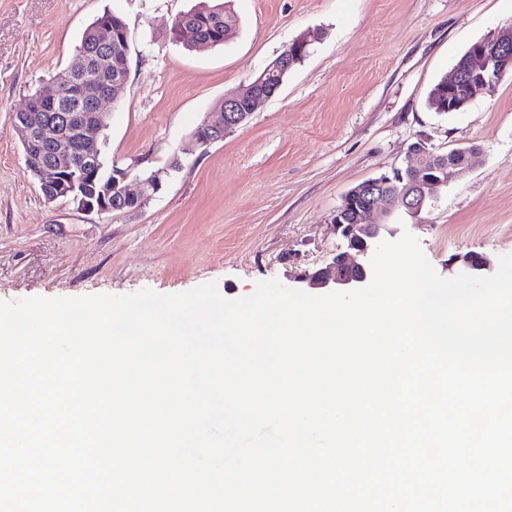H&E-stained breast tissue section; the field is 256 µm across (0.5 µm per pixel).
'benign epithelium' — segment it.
<instances>
[{"instance_id":"7a95c632","label":"benign epithelium","mask_w":512,"mask_h":512,"mask_svg":"<svg viewBox=\"0 0 512 512\" xmlns=\"http://www.w3.org/2000/svg\"><path fill=\"white\" fill-rule=\"evenodd\" d=\"M112 42V31L106 26L97 30L98 50L91 53L77 49L80 65L72 70L74 78L69 96L76 104L70 112L61 111L57 87L38 92L32 98V112L12 114V127L22 137L26 164L35 167L46 198H70L87 213L104 214L115 209L117 199L135 205L145 203L162 187V181H140L133 192L125 184L127 174L110 169L103 151L97 149L93 135L107 127L108 113L103 104L127 80L125 56L106 51ZM311 35L293 40L251 83L230 94L220 103L222 112H210L192 133L193 144L205 148L245 124L258 103L268 100L282 83L280 80L305 54ZM466 72L453 71L448 77V111L458 112L477 97L491 93L508 74L512 75V24L499 28L483 41L473 43L466 52ZM98 73L103 82L92 89L84 79L86 72ZM409 155L417 163L396 168L390 174L370 179L350 189L334 211L330 229L345 242V250L336 253L325 266L304 272L298 282L309 288H337L352 291L364 287L373 277L372 266L357 257H367L394 235L386 224L372 220L379 205L387 211L403 209L417 214L431 205L438 188L462 177L469 169L473 148H456L440 154L424 140L412 143ZM100 184L101 190L91 194L86 188ZM463 267L477 276L490 268V260L482 254L459 257Z\"/></svg>"}]
</instances>
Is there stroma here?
<instances>
[{
    "label": "stroma",
    "instance_id": "stroma-1",
    "mask_svg": "<svg viewBox=\"0 0 512 512\" xmlns=\"http://www.w3.org/2000/svg\"><path fill=\"white\" fill-rule=\"evenodd\" d=\"M198 2L0 0V301L296 287L343 250L329 230L343 195L406 165L420 139L474 147L470 169L433 206L386 223L413 234L445 278L462 271L455 256L512 253V75L462 111L427 106L473 42L512 23V0H224L237 20L224 45L173 42L172 21ZM107 10L128 23L129 74L106 105L105 159L134 191L146 173L165 177L141 209L97 215L41 194L11 116L76 65L83 31ZM307 32L318 39L280 91L193 149L206 113Z\"/></svg>",
    "mask_w": 512,
    "mask_h": 512
}]
</instances>
